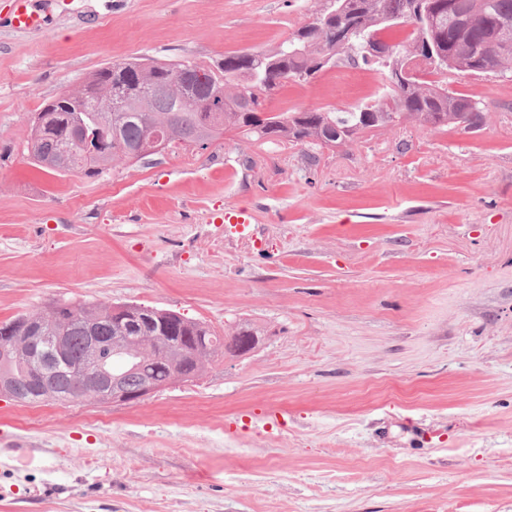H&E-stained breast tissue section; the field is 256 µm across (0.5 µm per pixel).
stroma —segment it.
<instances>
[{"mask_svg":"<svg viewBox=\"0 0 512 512\" xmlns=\"http://www.w3.org/2000/svg\"><path fill=\"white\" fill-rule=\"evenodd\" d=\"M317 6L53 0L18 31L0 0V321L64 298L264 331L138 402L0 397V512H512V82L456 83L494 103L474 133L403 123L313 165L231 133L95 177L26 151L34 112L101 66L269 49ZM380 85L333 68L269 107Z\"/></svg>","mask_w":512,"mask_h":512,"instance_id":"1","label":"stroma"}]
</instances>
